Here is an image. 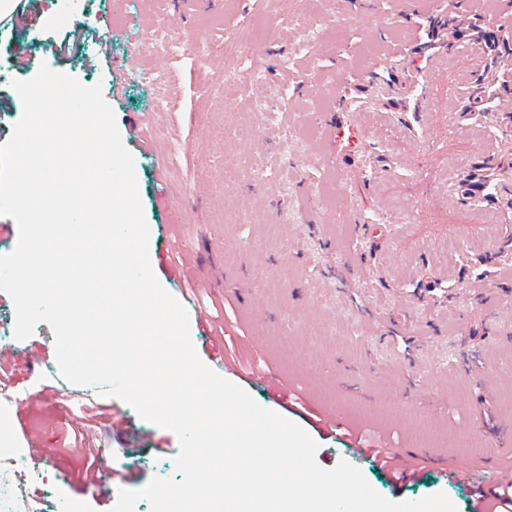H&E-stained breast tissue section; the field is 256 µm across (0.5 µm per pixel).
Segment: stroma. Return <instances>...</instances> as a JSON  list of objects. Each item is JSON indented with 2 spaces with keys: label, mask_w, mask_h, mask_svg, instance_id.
I'll list each match as a JSON object with an SVG mask.
<instances>
[{
  "label": "stroma",
  "mask_w": 512,
  "mask_h": 512,
  "mask_svg": "<svg viewBox=\"0 0 512 512\" xmlns=\"http://www.w3.org/2000/svg\"><path fill=\"white\" fill-rule=\"evenodd\" d=\"M39 0L35 28L0 32V138L23 106L11 83L12 47L35 64L100 86L135 162L150 228V252L179 253L195 282L185 310L202 362L224 340L201 329L197 311L235 318L241 356L268 372L227 373L269 407L263 377L299 386L301 407L283 409L316 442L324 469L350 461L384 498L445 494L469 512L474 491L512 474V211L474 206L456 190L466 168L512 154V0ZM483 16L503 36L504 57L486 109L493 124L462 108L485 73L480 46L461 39L426 48V27ZM89 26L82 55L57 58L47 37ZM168 43L143 44L157 30ZM254 31L238 77L225 78V45ZM440 67L445 79L427 110L416 76ZM378 69L383 81L362 74ZM454 95H447V87ZM16 308L0 291V366L5 387L32 402H0L9 423L0 489L33 477L28 501L9 512H112L120 488L177 478L178 436L114 406L130 424L98 464L124 486L93 483L71 447L95 448L90 399L53 389L54 334L39 323L15 335ZM331 413L336 431L315 415ZM389 432L392 451L418 457L416 483H395L369 456H349L350 432ZM469 466L467 480L448 471Z\"/></svg>",
  "instance_id": "35a3bbf8"
}]
</instances>
